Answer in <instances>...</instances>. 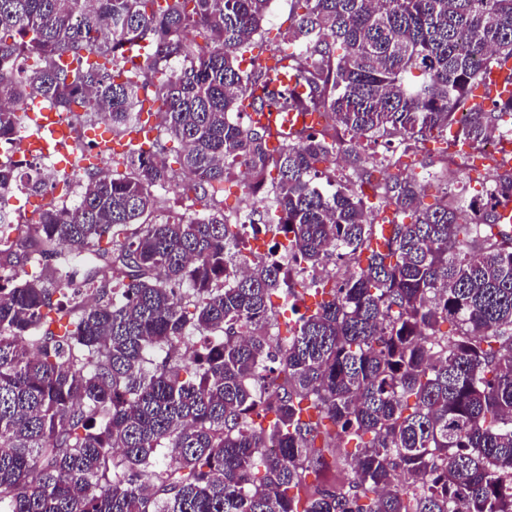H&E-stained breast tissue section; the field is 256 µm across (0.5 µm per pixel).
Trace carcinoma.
I'll return each instance as SVG.
<instances>
[{
  "label": "carcinoma",
  "instance_id": "cac0c4a2",
  "mask_svg": "<svg viewBox=\"0 0 512 512\" xmlns=\"http://www.w3.org/2000/svg\"><path fill=\"white\" fill-rule=\"evenodd\" d=\"M270 2L0 0V143L34 98L71 113L78 139L98 124L123 138L146 99L157 129L149 149L84 170L76 204L0 223L19 245L0 255V512H512V165L492 166L469 221L450 188L422 209L427 178H375L393 150L378 164L345 151L352 177L332 191L318 168L342 131L480 153L492 131L512 135V95L469 105L512 62V0H293L275 47ZM142 42L153 52L133 65ZM264 53L305 91L241 68ZM248 109L327 125L273 147L269 127L235 119ZM444 158L447 176L467 166ZM242 163L296 268L355 274L291 288L277 242L228 273L240 251L220 197ZM198 172L185 194L205 213L164 217L161 191ZM22 176L0 162V204ZM23 177L46 186L40 168ZM79 249L113 271L90 275V305L47 263ZM197 334L185 363L176 345ZM329 463L339 483L308 481Z\"/></svg>",
  "mask_w": 512,
  "mask_h": 512
}]
</instances>
